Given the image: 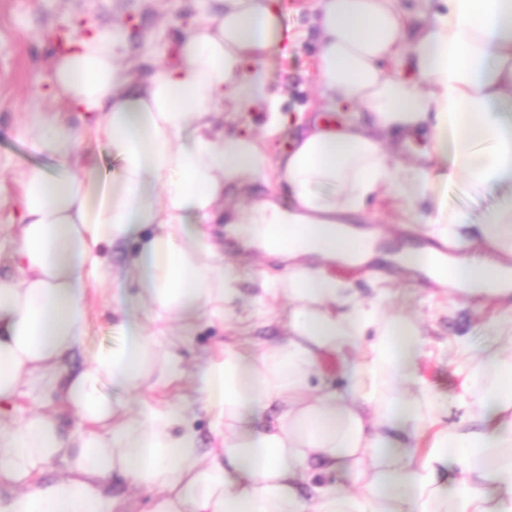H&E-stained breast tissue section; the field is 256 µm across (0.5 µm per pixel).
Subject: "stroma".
I'll list each match as a JSON object with an SVG mask.
<instances>
[{
  "instance_id": "stroma-1",
  "label": "stroma",
  "mask_w": 512,
  "mask_h": 512,
  "mask_svg": "<svg viewBox=\"0 0 512 512\" xmlns=\"http://www.w3.org/2000/svg\"><path fill=\"white\" fill-rule=\"evenodd\" d=\"M315 0H280L281 29L297 37L293 48L273 43L266 56L272 92L282 95V108L296 120L309 121L319 112L315 79L316 32L311 23ZM210 0H122L123 25L131 39L139 77H150L181 34L209 9ZM101 28L112 25L110 0H0V225L15 223L21 169L46 165L47 160L31 146L24 133L28 123L40 121L64 108L54 90V60L59 54L61 32L78 35L86 19ZM433 207L431 197L410 202L393 193L370 200L366 213L372 227L383 230L386 249L398 251L405 244L421 245L430 239L425 219ZM212 242L223 249L225 259L237 267L240 298L234 315L220 322L198 317L182 328L175 350L185 370L182 379L168 383L158 374L148 381L145 397L123 395L128 412H136L141 399L181 407L190 418L202 447H210L214 433L202 411L201 374L206 364L230 344L247 351H260L277 344L288 334V303L266 308L255 301L261 275H277L279 262L259 253L240 251L237 242L221 225H208ZM337 278L353 289L357 299L368 302L384 298L389 313L417 321L428 340L420 369L444 406L443 421L462 425L468 410L460 402L465 377L458 369L459 348L473 351L503 349L512 355V335L501 336L492 324L500 315L501 302L455 293L448 287L421 284L394 267L376 264L337 266ZM128 295L138 291L136 282L113 281L111 275L92 279L88 297L90 328L85 346L111 349L123 338L112 328V291Z\"/></svg>"
}]
</instances>
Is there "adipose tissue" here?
<instances>
[{
    "label": "adipose tissue",
    "mask_w": 512,
    "mask_h": 512,
    "mask_svg": "<svg viewBox=\"0 0 512 512\" xmlns=\"http://www.w3.org/2000/svg\"><path fill=\"white\" fill-rule=\"evenodd\" d=\"M276 2L219 0L184 31L175 61L143 81L129 72L117 23L59 57L55 88L78 118L58 113L29 128L54 167L19 173L15 246L0 253L12 269L0 276V483L19 489L8 512H99L103 497L87 481L116 476L153 490L152 512H512V358L467 359L471 380L491 379L470 401L483 429L439 427L441 406L418 376L419 323L363 307L328 272L350 264L351 244L376 239L359 222L381 193L415 200L434 179L474 198L512 186V0H445L412 35L402 0H316L323 107L354 117L311 120L274 160L254 135L226 128L224 105L262 113L265 134L287 132L264 64L280 35ZM390 61L406 75L390 74ZM89 136L119 163L107 184L81 160ZM420 137L447 168L385 148ZM270 171L285 201H246ZM224 222L244 247L284 263L261 291L293 309L284 343L257 355L228 347L205 368L202 405L220 441L203 455L181 409L146 402L130 416L102 387L138 394L155 370L181 377L177 323L223 316L237 296L232 263L199 231ZM429 222L450 246L512 255V193L474 217L437 205ZM121 239L137 245L122 274L139 283L133 302L148 323L115 295L122 345L61 370L84 343L89 281ZM493 270L467 254L435 280L498 298ZM353 352L363 358L349 393L316 385L324 356ZM25 394L61 408L6 411ZM273 402L281 411L264 422ZM64 408L77 418L69 433ZM401 433L430 444L416 454L397 443ZM54 466L61 480L29 492ZM452 470L457 479L441 485Z\"/></svg>",
    "instance_id": "ef3b65f1"
}]
</instances>
